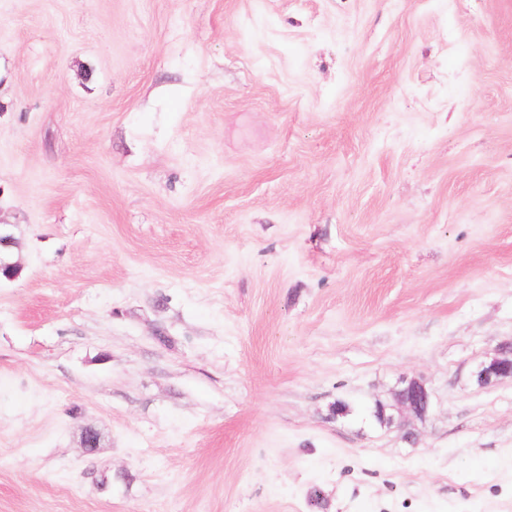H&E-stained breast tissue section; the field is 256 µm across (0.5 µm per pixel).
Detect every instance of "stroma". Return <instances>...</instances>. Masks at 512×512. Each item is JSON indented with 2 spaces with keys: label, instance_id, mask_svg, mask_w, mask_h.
<instances>
[{
  "label": "stroma",
  "instance_id": "35a3bbf8",
  "mask_svg": "<svg viewBox=\"0 0 512 512\" xmlns=\"http://www.w3.org/2000/svg\"><path fill=\"white\" fill-rule=\"evenodd\" d=\"M0 224V512H512V0H0ZM15 246L14 235L11 231V225L0 224V278L11 279L19 274V266L17 262L7 261L2 253L7 249ZM508 352V347L501 348L500 353L494 356L490 361L480 365L475 372V381L485 387L493 385L501 381H512V351L510 347V355H504ZM389 402H376V424L391 427L405 424L396 420L394 412L399 415L406 412L419 421H425L432 413V397L426 382L420 377L402 378L392 389Z\"/></svg>",
  "mask_w": 512,
  "mask_h": 512
}]
</instances>
